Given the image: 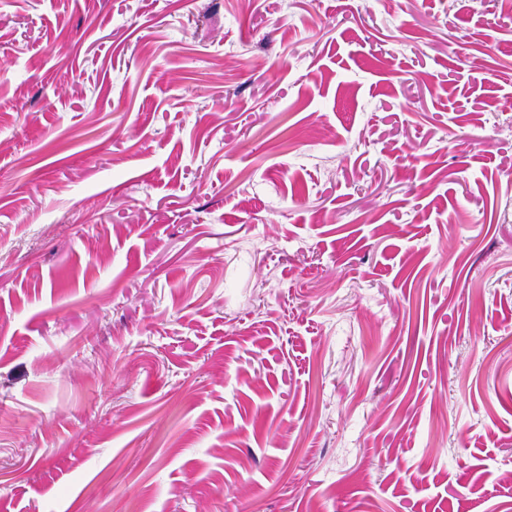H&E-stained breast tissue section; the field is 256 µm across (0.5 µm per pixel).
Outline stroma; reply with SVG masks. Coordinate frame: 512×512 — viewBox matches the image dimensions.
I'll use <instances>...</instances> for the list:
<instances>
[{
    "label": "stroma",
    "instance_id": "obj_1",
    "mask_svg": "<svg viewBox=\"0 0 512 512\" xmlns=\"http://www.w3.org/2000/svg\"><path fill=\"white\" fill-rule=\"evenodd\" d=\"M512 512L506 0H0V512Z\"/></svg>",
    "mask_w": 512,
    "mask_h": 512
}]
</instances>
